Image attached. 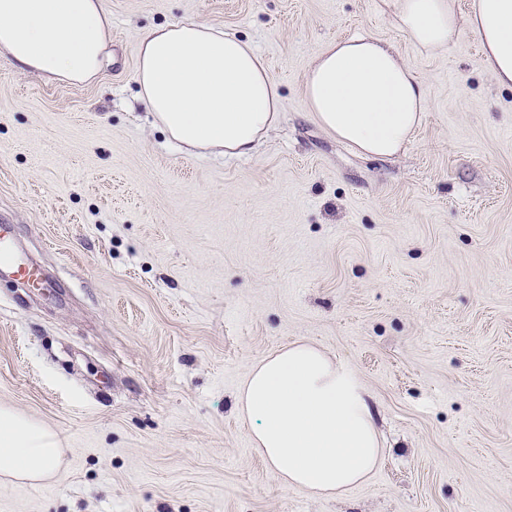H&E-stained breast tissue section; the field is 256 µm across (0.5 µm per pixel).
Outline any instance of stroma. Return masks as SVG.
Masks as SVG:
<instances>
[{"instance_id": "1", "label": "stroma", "mask_w": 512, "mask_h": 512, "mask_svg": "<svg viewBox=\"0 0 512 512\" xmlns=\"http://www.w3.org/2000/svg\"><path fill=\"white\" fill-rule=\"evenodd\" d=\"M89 84L0 54V226L49 282L0 276V407L62 450L0 477V512H512V88L477 38L418 52L383 0H106ZM249 41L281 94L250 154L186 152L139 97L152 27ZM369 34L430 108L390 160L355 153L305 99L329 42ZM307 340L360 379L383 458L317 495L256 453L237 395Z\"/></svg>"}]
</instances>
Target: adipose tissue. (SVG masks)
I'll list each match as a JSON object with an SVG mask.
<instances>
[{
	"label": "adipose tissue",
	"instance_id": "ef3b65f1",
	"mask_svg": "<svg viewBox=\"0 0 512 512\" xmlns=\"http://www.w3.org/2000/svg\"><path fill=\"white\" fill-rule=\"evenodd\" d=\"M396 26L422 52L448 48L462 28L477 36L495 80L512 87V0H392ZM111 16L105 0H0V53L32 73L88 83L104 67ZM139 96L172 141L200 154H248L275 126L278 85L252 45L198 21L154 27L137 59ZM305 96L318 123L358 153L399 154L428 108L423 80L371 36L339 39L314 58ZM252 444L284 484L340 494L383 457L364 387L312 343L258 362L238 396ZM61 450L38 423L0 408V475L49 477Z\"/></svg>",
	"mask_w": 512,
	"mask_h": 512
}]
</instances>
